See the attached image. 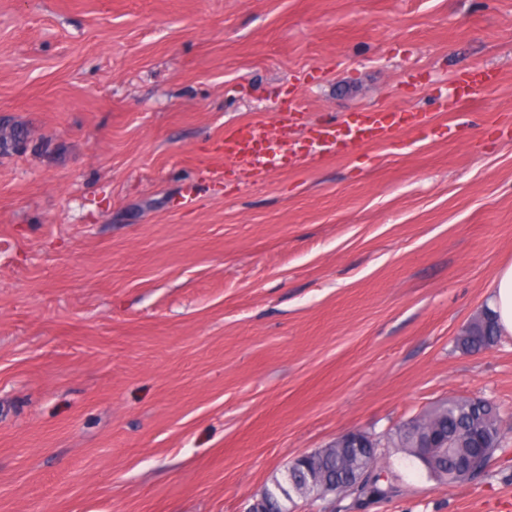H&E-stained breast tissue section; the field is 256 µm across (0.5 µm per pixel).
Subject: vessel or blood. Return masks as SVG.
Listing matches in <instances>:
<instances>
[{
    "instance_id": "vessel-or-blood-1",
    "label": "vessel or blood",
    "mask_w": 512,
    "mask_h": 512,
    "mask_svg": "<svg viewBox=\"0 0 512 512\" xmlns=\"http://www.w3.org/2000/svg\"><path fill=\"white\" fill-rule=\"evenodd\" d=\"M494 72L471 67L457 80L463 96H470L475 88L495 82ZM304 109L298 105L280 108L274 126L260 122L244 124L224 135V162L252 178H265L279 170L287 158L289 144L281 133L289 124L301 119ZM431 121L427 114L392 106L369 107L351 113L342 127L323 126L313 134L317 151L301 154L299 162L308 168L318 167L326 157L341 155L374 143L393 141L398 134L427 136Z\"/></svg>"
}]
</instances>
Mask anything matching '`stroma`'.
Returning a JSON list of instances; mask_svg holds the SVG:
<instances>
[{"label":"stroma","instance_id":"35a3bbf8","mask_svg":"<svg viewBox=\"0 0 512 512\" xmlns=\"http://www.w3.org/2000/svg\"><path fill=\"white\" fill-rule=\"evenodd\" d=\"M296 95L435 130L218 176ZM2 115L51 146L0 158V512H248L349 431L512 415V335L455 345L512 262V0H0ZM383 467L390 497L297 512H512V437L457 487ZM496 78V74L488 69L471 67L457 79V89L468 98L475 88L492 85Z\"/></svg>","mask_w":512,"mask_h":512}]
</instances>
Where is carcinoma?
Instances as JSON below:
<instances>
[{"mask_svg": "<svg viewBox=\"0 0 512 512\" xmlns=\"http://www.w3.org/2000/svg\"><path fill=\"white\" fill-rule=\"evenodd\" d=\"M49 146L48 139L35 136L34 131L27 125L10 120L0 121V157L23 153L30 148L46 150ZM498 337L495 323L485 308L471 319L456 338V347L464 353H478L496 345ZM479 402V397L450 398L435 404L416 417L422 427L438 421L441 427L448 428V450L439 457L433 476L450 486L469 483L481 475V472L470 470L462 462L465 449H498L507 438V432L496 419L494 412H488L487 427L478 428L473 425L472 416ZM408 428L409 423L404 422L386 439L375 438V447L402 448L408 453L412 452L414 442L407 437ZM379 459L380 456L377 455L368 462V474L363 484L354 491L357 497L383 499L392 494L393 485L385 479ZM312 472L322 481L332 485H341L346 480L345 470L336 459V453L329 452L317 458L308 457L304 466L282 473L281 477L272 481V486L266 488L264 497L268 508L273 512H291L295 505L293 487L309 480Z\"/></svg>", "mask_w": 512, "mask_h": 512, "instance_id": "cac0c4a2", "label": "carcinoma"}]
</instances>
